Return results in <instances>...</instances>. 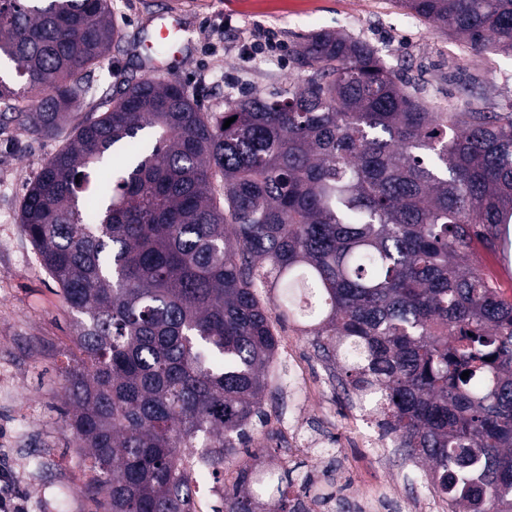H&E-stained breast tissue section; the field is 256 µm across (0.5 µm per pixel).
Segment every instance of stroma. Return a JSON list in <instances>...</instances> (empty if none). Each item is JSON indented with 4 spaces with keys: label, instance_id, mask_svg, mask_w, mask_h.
<instances>
[{
    "label": "stroma",
    "instance_id": "35a3bbf8",
    "mask_svg": "<svg viewBox=\"0 0 512 512\" xmlns=\"http://www.w3.org/2000/svg\"><path fill=\"white\" fill-rule=\"evenodd\" d=\"M115 19L132 41H150L153 18L177 12L188 43L183 66L171 79L197 93L203 110L260 89H278L293 71L290 54L305 36L337 30L363 41L418 84L431 103L501 112L512 107V57L476 56L426 24L398 0H112ZM273 35L278 55H254L255 39ZM92 103L73 112L53 135L29 138L14 123L0 124V465L7 467L26 495L29 512H96L83 487L84 465L62 414L64 369L77 353L73 315L57 284L42 267L20 222L19 209L29 183L60 150L74 128L93 119ZM279 355L270 370L264 423L256 425L224 465L208 477L203 512L221 505L224 484L242 468L275 463L284 454L266 441L268 430L301 420L314 432L337 435L336 454L320 457L311 447L292 455L294 478L310 470L335 468L350 474L345 490L356 499L360 482L390 486L402 502H438V494L418 483L412 463L386 448L374 423L350 408L329 375L330 367L311 339L291 320L278 325ZM299 363L316 390L296 408L288 406L289 362Z\"/></svg>",
    "mask_w": 512,
    "mask_h": 512
}]
</instances>
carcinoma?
Here are the masks:
<instances>
[{"instance_id":"carcinoma-1","label":"carcinoma","mask_w":512,"mask_h":512,"mask_svg":"<svg viewBox=\"0 0 512 512\" xmlns=\"http://www.w3.org/2000/svg\"><path fill=\"white\" fill-rule=\"evenodd\" d=\"M401 4L512 53V0ZM124 41L112 0H0L20 80L0 76V119L52 134ZM292 61L298 79L222 112L129 77L28 186L20 224L76 316L63 414L85 490L106 512H196L194 473L262 419L286 315L448 512H512V299L474 252L509 241L512 111L431 106L337 32ZM255 499L242 478L213 512Z\"/></svg>"}]
</instances>
